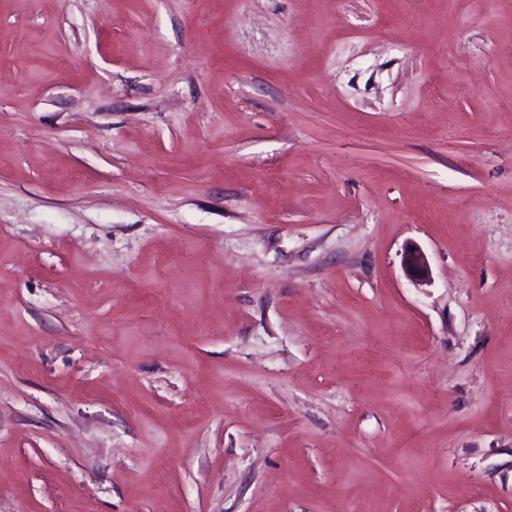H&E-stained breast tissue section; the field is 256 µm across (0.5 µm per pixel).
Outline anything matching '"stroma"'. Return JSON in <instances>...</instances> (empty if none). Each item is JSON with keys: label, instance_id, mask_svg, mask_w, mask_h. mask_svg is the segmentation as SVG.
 I'll list each match as a JSON object with an SVG mask.
<instances>
[{"label": "stroma", "instance_id": "obj_1", "mask_svg": "<svg viewBox=\"0 0 512 512\" xmlns=\"http://www.w3.org/2000/svg\"><path fill=\"white\" fill-rule=\"evenodd\" d=\"M0 512H512V0H0ZM404 266L415 281L423 282L429 278V263L420 250H409L404 257Z\"/></svg>", "mask_w": 512, "mask_h": 512}]
</instances>
